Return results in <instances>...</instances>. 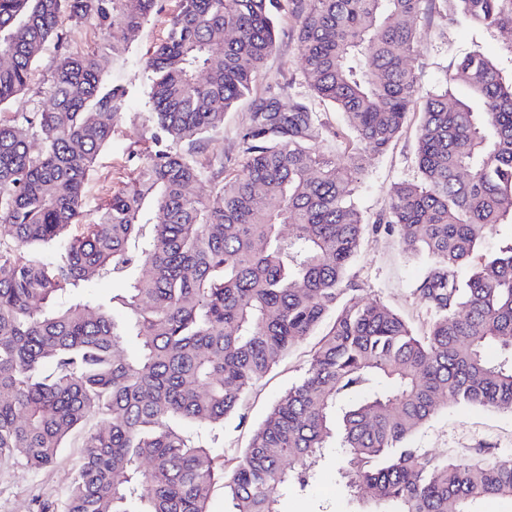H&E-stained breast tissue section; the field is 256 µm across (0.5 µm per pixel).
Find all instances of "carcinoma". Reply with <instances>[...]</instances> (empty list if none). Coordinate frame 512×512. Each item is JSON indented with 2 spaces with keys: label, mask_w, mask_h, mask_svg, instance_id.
<instances>
[{
  "label": "carcinoma",
  "mask_w": 512,
  "mask_h": 512,
  "mask_svg": "<svg viewBox=\"0 0 512 512\" xmlns=\"http://www.w3.org/2000/svg\"><path fill=\"white\" fill-rule=\"evenodd\" d=\"M436 2L465 23L512 27V0ZM284 4L179 0L144 59L159 149L84 224L85 185L128 106L110 63L156 0H0V106L48 42L64 45L60 16L124 36L110 55L63 50L51 107L0 119V463L45 469L81 449L62 512H206L218 482L230 512H279L275 491L305 490L328 448L356 461L339 483L372 512H482L512 497L511 460L409 446L446 398L512 410V243L487 246L512 218V77L473 51L451 80L480 107L450 104L448 86L424 90L413 65L422 0H288L304 81L342 112L355 148L386 152L418 114L421 177L395 184L386 225L370 224L352 202L361 168L321 151L312 103L250 97ZM246 97L242 160L204 167L207 134ZM203 181L205 197L192 192ZM381 229L430 262L421 335L348 296L362 241ZM110 278L127 288L81 292ZM317 332L306 374L240 455L220 462L185 431L224 425Z\"/></svg>",
  "instance_id": "obj_1"
}]
</instances>
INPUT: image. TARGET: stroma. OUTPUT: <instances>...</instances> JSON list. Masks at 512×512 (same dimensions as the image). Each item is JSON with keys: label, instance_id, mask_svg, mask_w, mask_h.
<instances>
[{"label": "stroma", "instance_id": "obj_1", "mask_svg": "<svg viewBox=\"0 0 512 512\" xmlns=\"http://www.w3.org/2000/svg\"><path fill=\"white\" fill-rule=\"evenodd\" d=\"M177 7V0H158L156 13L133 42L125 59L109 70L110 79L126 88L129 106L112 136L111 145L100 153L96 170L86 184L87 215H94L110 197L113 187L128 181L140 159L155 149L152 128L147 121V79L142 57L152 44L166 37L167 19ZM57 28L66 36L68 50L79 54L109 49L112 42L121 37L117 31L101 33L89 23L74 25L65 15L60 17ZM297 31L295 16L290 11H282L275 48L266 61L264 74L255 84V93H264L270 87L282 89L281 100L286 105L297 97L309 96L301 73ZM475 50L481 51L504 75L512 76V28L485 30L454 23L440 14L436 0H426L416 61L424 88L446 84L453 98L472 101L473 95L467 86L448 83L447 78L457 61ZM58 58L55 46L47 45L31 71L27 90L11 104L1 107L0 117L7 119L17 112H32L48 106L51 76ZM319 111L326 128L322 148L336 153L344 165L362 166L364 175L355 201L367 220L375 221L392 187L419 177L413 130H406L385 153L361 154L345 147L342 134L347 126L342 114L324 105ZM248 112L249 104L244 101L225 115L223 129L211 134L204 145L200 155L202 162H222L230 166L237 161L239 133ZM427 266L426 259L405 253L397 236L367 235L353 266L359 285L357 297L363 303L385 304L402 315L416 331H423L430 313L418 298L416 287ZM316 342L313 336L298 341L288 357L248 394L242 420L226 422L218 433V455L231 456L247 446L254 428L271 406L304 376ZM412 445L438 460L512 459V411H488L452 403L439 406L427 424L415 433ZM79 457V449L67 448L50 469L32 470L19 462L0 465V512H33V502L37 499L61 503ZM340 462L337 449H327L320 463V474L306 494H298L292 488L279 490L280 512H354L355 503L348 501L336 481Z\"/></svg>", "mask_w": 512, "mask_h": 512}]
</instances>
